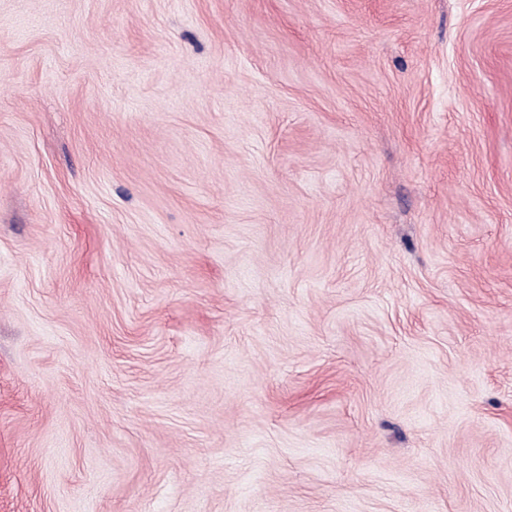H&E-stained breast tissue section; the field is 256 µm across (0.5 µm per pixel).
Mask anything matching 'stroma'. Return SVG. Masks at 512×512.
<instances>
[{"label":"stroma","mask_w":512,"mask_h":512,"mask_svg":"<svg viewBox=\"0 0 512 512\" xmlns=\"http://www.w3.org/2000/svg\"><path fill=\"white\" fill-rule=\"evenodd\" d=\"M0 512H512V0H0Z\"/></svg>","instance_id":"1"}]
</instances>
